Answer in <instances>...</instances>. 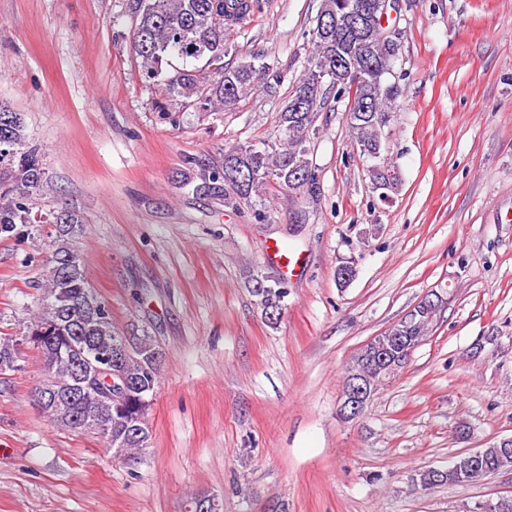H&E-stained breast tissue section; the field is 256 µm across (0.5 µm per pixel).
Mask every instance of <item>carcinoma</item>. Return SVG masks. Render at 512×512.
Segmentation results:
<instances>
[{"instance_id":"carcinoma-1","label":"carcinoma","mask_w":512,"mask_h":512,"mask_svg":"<svg viewBox=\"0 0 512 512\" xmlns=\"http://www.w3.org/2000/svg\"><path fill=\"white\" fill-rule=\"evenodd\" d=\"M348 0H321L317 19L326 24L312 29V52L304 71L313 68L331 75L327 83L308 82L300 78L290 99L277 112L281 138L278 142L257 147L237 145L224 151V161L205 165L200 174L202 185L196 189L224 198L228 205L241 203L254 206L256 200L275 185L291 192H316L317 177L311 159V144L319 134L317 126L321 112L330 98L343 97L346 84L336 82V54L346 45L336 42V26H344L342 5ZM130 11L136 20L134 48L140 59L142 76L160 88L162 100L157 107L168 111L175 103L198 112H219L230 104H237L254 90L259 78L266 79L269 92L280 84L279 74L270 67L261 66V59L253 57L236 65L224 62L232 46V32L250 22L259 0H131ZM381 20L363 29L366 40L375 46L372 67L367 78L355 91V104L375 102L374 112L349 113L353 145L365 161L376 162L382 150V136L388 127L398 98L402 95L399 83L390 80L393 61L399 51V42H380ZM182 67L173 66V61ZM373 189L382 200L388 199L399 186V178L368 166ZM47 184V173L39 148L27 141L24 118L6 106L0 105V229L18 224H53L55 237L49 241L48 265L56 258L70 255L73 264L59 277L49 276L42 285L41 309L27 331L49 330L53 336L64 337L63 347L33 344L43 371L50 372L54 387L62 391L47 409L51 425L77 430L76 417L98 408L99 395L95 391L73 392L77 364L75 349L91 341L96 348L108 350L119 335L112 324V310L88 282L84 264L73 247L76 234L83 230V218L73 210H53L39 216L33 214L35 195ZM264 272L258 270L248 279V288L255 305L267 325L276 327L281 318L270 319L267 312L279 305L286 289L284 281L256 283ZM430 321L425 314L400 319L386 330L388 336H404L417 346L426 335ZM17 370L14 340H0V373ZM122 372L133 385L140 387L127 397L128 403L120 412L102 409L103 418L110 420L112 432H120L125 425L140 418L148 419L150 407L139 400H154L160 367L141 359L122 366ZM483 460L460 473L454 467L462 460L457 456L443 471L424 470L418 474L422 484L470 483L489 475V469H503L512 465V449L492 443L482 449Z\"/></svg>"}]
</instances>
